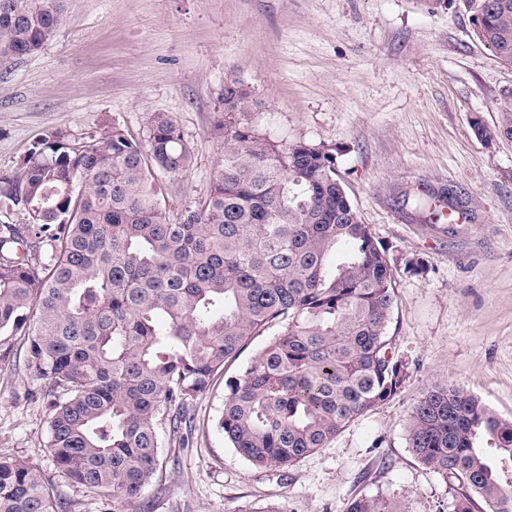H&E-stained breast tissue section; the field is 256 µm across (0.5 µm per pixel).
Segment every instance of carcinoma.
<instances>
[{"label": "carcinoma", "instance_id": "1", "mask_svg": "<svg viewBox=\"0 0 512 512\" xmlns=\"http://www.w3.org/2000/svg\"><path fill=\"white\" fill-rule=\"evenodd\" d=\"M64 0H0V59L37 53L63 25ZM473 38L512 67V0H475ZM224 159L207 198L172 220L160 178L193 148L156 113L138 141L114 126L37 141L0 211V333L27 337V365L58 399L57 468L130 512L159 464L158 421L184 437L190 400L254 336H277L225 382L219 425L250 464L286 467L392 399L408 367L392 351L395 278L323 145L272 140L249 120L253 97L224 86ZM482 138L512 140V93ZM33 240L19 256L11 248ZM344 249L339 261L330 256ZM508 421L451 384L413 406L407 443L458 486L453 512H512ZM40 472L0 456V512H59ZM346 512H399L353 498Z\"/></svg>", "mask_w": 512, "mask_h": 512}]
</instances>
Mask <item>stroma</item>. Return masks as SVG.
Returning <instances> with one entry per match:
<instances>
[{"instance_id": "1", "label": "stroma", "mask_w": 512, "mask_h": 512, "mask_svg": "<svg viewBox=\"0 0 512 512\" xmlns=\"http://www.w3.org/2000/svg\"><path fill=\"white\" fill-rule=\"evenodd\" d=\"M471 0H65L34 55L0 60V175L32 144L120 126L145 139L168 115L193 148L165 180L170 218L208 195L224 157V85L246 84L250 120L278 141L330 149L395 274L392 348L409 376L391 400L286 468H257L219 426L224 383L278 333L253 337L190 406L186 443L159 426V466L132 512H345L354 497L453 512L449 482L407 444L412 406L453 384L512 421V141L493 128L512 68L471 32ZM456 195L460 224L429 223L405 196ZM25 337L0 334V454L41 473L65 512H112L56 467L51 395Z\"/></svg>"}]
</instances>
